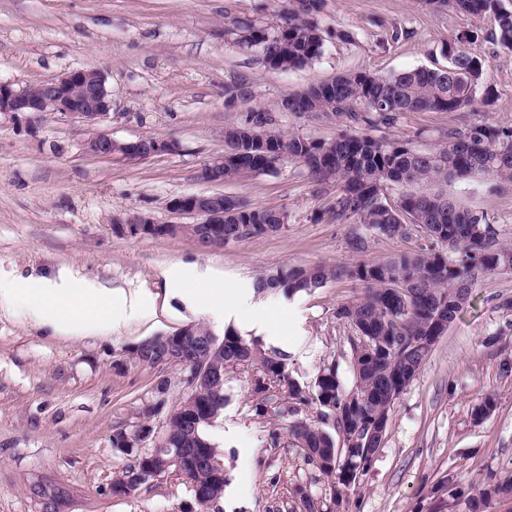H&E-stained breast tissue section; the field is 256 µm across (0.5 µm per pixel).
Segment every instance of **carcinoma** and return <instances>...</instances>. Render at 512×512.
Wrapping results in <instances>:
<instances>
[{
  "label": "carcinoma",
  "instance_id": "carcinoma-1",
  "mask_svg": "<svg viewBox=\"0 0 512 512\" xmlns=\"http://www.w3.org/2000/svg\"><path fill=\"white\" fill-rule=\"evenodd\" d=\"M462 16L494 19L493 41L512 50V8L503 0H428ZM324 0H286L281 23L269 30L251 20L238 24L243 39L259 48L263 62L275 71L302 68L316 60L323 47L319 16ZM478 32L463 29L442 47L448 67L416 68L388 76L366 70L347 71L330 82L310 85L277 102L281 112L319 113L342 121L329 139L284 136L274 129L272 112L253 109L244 121L224 126V180L234 181L277 171L284 162L300 164L320 183L336 184V195L324 214L348 227L347 244L354 253L368 239L402 237L415 229L424 247L385 260L336 265H299L260 274L257 291L281 290L288 295L310 292L336 280L356 282L363 295L336 308L350 337V365L355 386L345 390L336 363L325 366L313 385L301 383L287 360L267 351L261 340L232 329L216 336L194 324L199 335L215 341L213 351L201 349L172 365L184 372V397L177 414L166 412L168 381L153 388V399L141 407L143 422L119 429L112 447L127 457L112 480V496L147 484L149 460L159 449L154 442V418H164L173 447L183 450L191 465L179 474L189 484L202 512L221 498L224 479H214L208 463L219 459L208 435L223 414L227 369L255 370L254 392L259 416L296 415L300 407L316 408V420L297 418L289 425L292 446L304 463L334 479L329 501L300 488L299 512H349L343 490L360 483L371 456L380 447L396 400L416 378L435 345L468 302L472 288L486 276L512 271V247L498 242L487 213L462 207L448 195L453 180L486 178L491 189L512 188V126L474 121L452 129L435 150H421L399 138H379L374 131L393 128L408 112H456L494 103L493 90L476 97L481 75L473 52ZM288 214L274 207H257L239 196H224V224L212 226L211 236L237 241L287 230ZM211 368L213 378L201 386L193 376ZM134 438L129 448L126 441ZM512 497V476L490 474L468 498L470 512H485L493 500Z\"/></svg>",
  "mask_w": 512,
  "mask_h": 512
}]
</instances>
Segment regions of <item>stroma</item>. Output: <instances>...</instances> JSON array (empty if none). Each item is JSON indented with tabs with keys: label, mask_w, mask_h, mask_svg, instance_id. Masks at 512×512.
<instances>
[{
	"label": "stroma",
	"mask_w": 512,
	"mask_h": 512,
	"mask_svg": "<svg viewBox=\"0 0 512 512\" xmlns=\"http://www.w3.org/2000/svg\"><path fill=\"white\" fill-rule=\"evenodd\" d=\"M281 8V0H0V81L22 89L72 68L101 70L112 94L114 139L153 136L180 146L145 160L101 159L82 150L90 128L51 114L33 132L25 115L0 114V278L21 289L0 304V512H43L32 490L46 485L65 491L60 512H184L192 496L175 476L151 481L132 498L109 492L126 462L112 446L114 432L139 423L141 401L160 380L170 382L169 408L182 399L178 368L136 364L125 349L190 323H204L219 337L229 327L247 333L249 312L227 320L201 311L198 299L208 288L229 292L268 270L373 262L421 246L416 235L372 237L363 253H353L346 227L320 216L335 184L313 182L294 162L239 181H200L201 167L224 151L226 124L345 71L447 67L443 44L469 28L480 34L479 85L494 90V104L409 112L392 134L431 150L451 128L478 120L512 125V51L490 39L491 16L463 17L425 0H326L321 55L281 72L238 42L234 27L238 20L277 25ZM396 26L406 34L394 41ZM237 80L250 95L225 106L224 87ZM276 127L313 138L337 131L334 120L295 112L277 113ZM215 192L285 210L287 231L203 246L113 229L114 216L133 212L178 222L168 208L172 198ZM448 192L462 206L487 212L499 241L512 245V192H492L481 178L451 182ZM171 266L210 272L212 280L189 278L172 293L163 277ZM46 279L138 291L154 298V309L113 331L68 336L39 318L36 286ZM362 292L342 280L292 298L264 294L265 347L285 353L302 383L312 384L332 362L351 388V331L335 312ZM508 298L512 271L473 288L396 401L383 443L350 494L352 512H469L464 497L438 498L434 486L442 477L454 476L467 491L489 474L512 476V372L501 369L512 362V310L502 306ZM253 379L249 368L226 376L228 401L209 434L224 454L228 483L210 512H295L298 486L328 498L329 480L294 448L271 447V433H286L291 418L256 415ZM489 394L495 409L475 421V407Z\"/></svg>",
	"instance_id": "stroma-1"
}]
</instances>
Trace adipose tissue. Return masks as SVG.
Segmentation results:
<instances>
[{"mask_svg": "<svg viewBox=\"0 0 512 512\" xmlns=\"http://www.w3.org/2000/svg\"><path fill=\"white\" fill-rule=\"evenodd\" d=\"M45 305L51 310L70 307L75 315L69 329L79 332L88 327L114 330L131 320L145 316L152 299L141 293L104 295L95 284L84 283L77 288H63L46 280L39 290Z\"/></svg>", "mask_w": 512, "mask_h": 512, "instance_id": "ef3b65f1", "label": "adipose tissue"}]
</instances>
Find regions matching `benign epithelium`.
<instances>
[{"label":"benign epithelium","mask_w":512,"mask_h":512,"mask_svg":"<svg viewBox=\"0 0 512 512\" xmlns=\"http://www.w3.org/2000/svg\"><path fill=\"white\" fill-rule=\"evenodd\" d=\"M56 98L58 114L72 123L87 126L94 130L92 136L83 143L85 153L112 159L123 157L130 160H144L160 153L174 152L178 146L170 141L143 136L135 141L122 142L112 138L107 128L112 122V95L106 86L105 75L94 69H71L57 77L28 90H17L11 84L0 81V114H27L32 120L44 111L43 101L48 95ZM224 157H216L205 163L200 170V178L208 183H222ZM169 209L177 215H188L196 219L194 226L202 231L213 224L224 223V194L201 193L193 196H177L169 201ZM114 224H125L128 230L143 234V229L155 226L152 216L136 212L113 218ZM190 329L176 335H162L155 343L145 342L138 346L137 354L141 362L149 364L154 360L162 363L180 360L199 348ZM184 456L174 454L159 458L149 464L148 474L160 478L170 466H181Z\"/></svg>","instance_id":"obj_1"}]
</instances>
